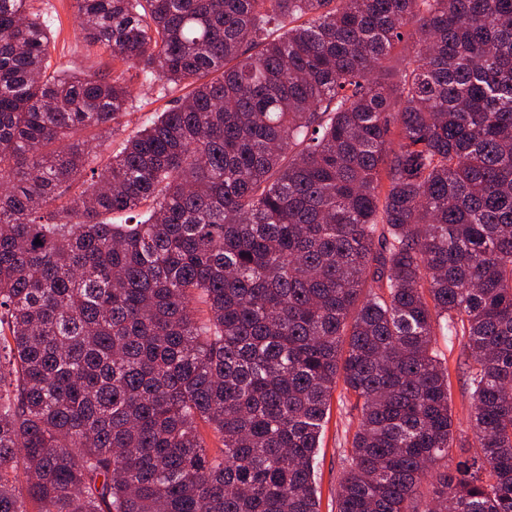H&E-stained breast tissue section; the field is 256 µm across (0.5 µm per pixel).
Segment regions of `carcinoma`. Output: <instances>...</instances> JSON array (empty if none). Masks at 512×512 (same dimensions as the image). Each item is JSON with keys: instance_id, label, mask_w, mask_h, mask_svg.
Instances as JSON below:
<instances>
[{"instance_id": "1", "label": "carcinoma", "mask_w": 512, "mask_h": 512, "mask_svg": "<svg viewBox=\"0 0 512 512\" xmlns=\"http://www.w3.org/2000/svg\"><path fill=\"white\" fill-rule=\"evenodd\" d=\"M73 2L123 68L0 0V512H319L339 383L336 512H512V0ZM161 86L155 84L153 87H137V99L135 102L136 107L134 113L131 115V123L126 128L125 132H120L116 140L119 141L125 138L128 134L136 131L145 122L146 118L153 112H160L168 106L173 97L182 94L184 91L163 97L160 91ZM436 350L444 365L448 368L449 382L451 387L452 402L451 411L454 419L456 433L461 439L469 431V413L472 402L471 391L466 384L467 358L466 351L460 338L453 337L448 341V336H438ZM360 411L354 398L348 399L338 384L330 404V412L324 425L322 448L317 457V490L320 512H336V487L347 467L343 450L358 428Z\"/></svg>"}]
</instances>
